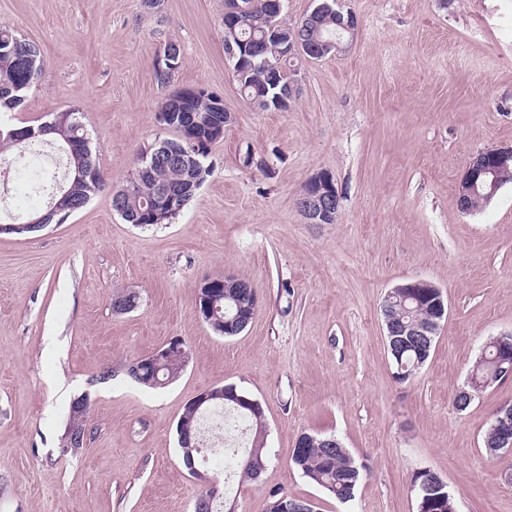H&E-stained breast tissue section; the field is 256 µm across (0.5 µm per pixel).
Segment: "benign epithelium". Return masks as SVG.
Returning a JSON list of instances; mask_svg holds the SVG:
<instances>
[{
    "label": "benign epithelium",
    "mask_w": 512,
    "mask_h": 512,
    "mask_svg": "<svg viewBox=\"0 0 512 512\" xmlns=\"http://www.w3.org/2000/svg\"><path fill=\"white\" fill-rule=\"evenodd\" d=\"M337 26L349 37H354L358 19L351 11L336 10ZM317 50V46L310 43L308 39L301 37L300 31L288 37V55L306 57V53H312ZM69 119V113L62 112L53 122L42 123L38 126H29L24 130L0 131V136L4 135L14 139L18 143H23L31 139H42L53 133L60 126L66 124ZM187 149L180 155L182 162L192 165V167L201 170L202 163L197 158L199 155V144L203 137L195 134H188L185 137ZM512 163V146L501 147L482 151L474 158L468 168L458 193V202L461 208H467L468 201L472 195L479 191V187L485 184V180H490V191L487 198H493L500 189V182L497 180V170L505 169ZM299 209L309 224H333L335 223L339 208L340 195L336 189L332 176L327 173H321L312 177L303 187L302 193L298 199ZM71 215V212H62V210L51 205L43 214H35L28 218L22 224H0V234L23 233L30 229L43 230L50 225V222L57 224L64 223ZM237 278L225 276L223 278H214L205 280L201 288L203 289L202 299L204 301L203 309L199 310V315L209 326L215 330H220L226 323L247 324L252 321L254 314H250L242 305H237L236 309H227V312H221L218 307L220 296L227 293V289L236 287ZM413 300L418 303L424 302L431 307V316L428 321L419 323L411 329L396 325L389 317V308L398 302ZM381 309L384 310V328L386 332L387 347L395 353L413 348L418 355L426 357L430 354L435 337L441 327V322L448 316V302L443 291L430 281L416 279L400 283L390 289L384 296ZM494 369L490 377L482 379L474 375L468 377L467 388L461 391L466 399L471 400L476 395L482 393L487 386L503 378H512V331L504 332L495 337ZM173 362L187 364L188 355H186L183 341L179 338H171L164 345L153 351L151 354L138 358L131 363L130 369L136 375L153 373L162 367H166ZM228 398L233 402L236 410H246L255 412L258 407V401L240 396L235 391V386L225 385L208 389L190 401L191 409L195 414H204L211 406L218 403L222 398ZM493 428L495 431L496 444L500 448H512V404H502L494 412ZM181 445L184 455L183 462L189 470L192 477L200 482L204 497L212 501L218 497L219 488L216 482L208 474L201 470L200 463L197 460L196 453L199 450L197 440L198 427L193 425V419H182L177 425ZM276 505L280 506L277 512H315L314 503L309 501L305 504L295 505L288 501L287 495H282Z\"/></svg>",
    "instance_id": "obj_1"
}]
</instances>
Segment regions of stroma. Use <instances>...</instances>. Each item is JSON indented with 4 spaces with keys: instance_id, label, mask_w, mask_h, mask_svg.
Segmentation results:
<instances>
[{
    "instance_id": "obj_1",
    "label": "stroma",
    "mask_w": 512,
    "mask_h": 512,
    "mask_svg": "<svg viewBox=\"0 0 512 512\" xmlns=\"http://www.w3.org/2000/svg\"><path fill=\"white\" fill-rule=\"evenodd\" d=\"M341 5L359 19L353 42L293 60L298 95L266 111L224 57V0H0V25L45 61L11 126L78 108L108 182L65 223L0 235V512H194L201 487L176 425L225 384L260 401L269 455L257 479L225 489L236 512H267L274 490L317 512H416L422 469L443 478L457 512H512V453L483 445L512 379L455 406L487 339L512 330V182L472 213L457 200L473 157L512 145V0ZM170 41L180 67L163 87L153 71ZM196 87L232 114L208 175L170 223H125L113 189L167 138L161 102ZM320 172L340 194L332 224L307 223L297 206ZM36 177L0 154V209H43L48 192L16 193ZM227 275L259 295L230 338L198 314L203 280ZM416 278L443 290L448 319L425 367L400 383L380 305ZM126 292L136 308L115 313ZM173 337L189 350L179 378L150 389L126 375ZM82 395L91 437L65 453ZM303 432L349 449L361 473L352 501L293 468Z\"/></svg>"
}]
</instances>
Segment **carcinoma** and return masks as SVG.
<instances>
[{
	"label": "carcinoma",
	"mask_w": 512,
	"mask_h": 512,
	"mask_svg": "<svg viewBox=\"0 0 512 512\" xmlns=\"http://www.w3.org/2000/svg\"><path fill=\"white\" fill-rule=\"evenodd\" d=\"M270 7V0H224L222 20H227V10L237 9L246 20L243 25L237 26L233 31L224 30V52L230 53L235 49L238 56L232 58L234 75L239 84L241 94L251 103L261 105L265 96L272 97L275 89L269 83V72L272 67L278 68L280 84L284 85L292 79L288 72L290 60L286 55L288 35L293 33L296 26L281 22V33L273 37L267 32L264 25L265 14ZM319 21V31L313 37L315 41H334L342 34L336 25V15L331 11H324L317 6L312 10ZM25 40L19 38L8 27L0 28V113L20 111L28 98L30 90L40 79L44 62L40 53L26 52ZM218 95L204 88L191 103L189 111L195 113L200 120L210 124L214 121L224 123V113L216 111L215 103ZM76 123H67L59 131L52 134L50 141L58 146L65 145V139L85 140L89 145L91 162H96V148L83 121L82 112L74 108ZM155 151L151 150L143 155L135 168L133 177L128 181L132 193H124V188L112 192V204L122 203V219L129 224H143L147 227L158 224H167L178 212L160 209L156 205L160 189L169 188L180 192L187 185V169L177 162L167 159L155 158ZM72 173L67 179L69 193L65 196L58 194L54 203L61 209H83L91 199L102 190L105 185L102 174L94 179L76 177V161H71ZM392 317L399 322L413 324L425 320L430 315V309L424 305L407 302L396 305L391 311ZM392 361H401L404 364L402 372L405 377L398 382L405 383L414 378L422 369L416 353L412 350L402 354L401 357L391 356ZM237 415L249 422L253 437L250 448L246 450L245 457L248 462L241 464L242 474L255 479L265 470L268 463V454L265 448L266 438L259 433L256 418L242 411ZM326 437L314 436L307 448H295L292 451L291 463L304 477L308 478L329 495L341 502H348L355 497L360 479V471L356 462L346 448H328L324 443ZM435 476L426 475L423 486L426 490L415 496L416 509L423 512H450L455 505L450 494L434 505L426 507L424 503L433 497L435 492L432 486Z\"/></svg>",
	"instance_id": "carcinoma-1"
}]
</instances>
